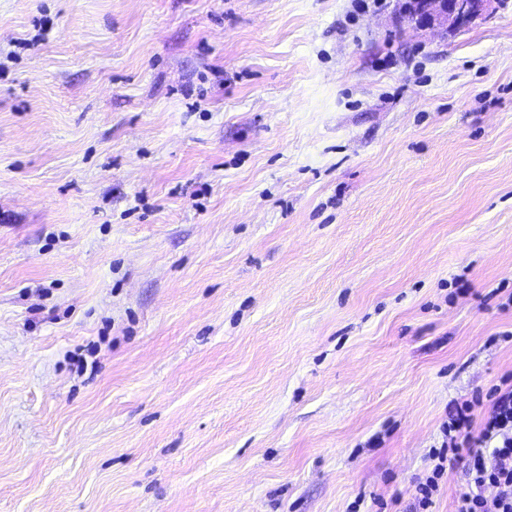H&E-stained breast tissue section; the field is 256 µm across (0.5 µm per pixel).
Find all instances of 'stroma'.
<instances>
[{
  "label": "stroma",
  "instance_id": "1",
  "mask_svg": "<svg viewBox=\"0 0 512 512\" xmlns=\"http://www.w3.org/2000/svg\"><path fill=\"white\" fill-rule=\"evenodd\" d=\"M511 331L512 0H0V512H410ZM496 0H402L401 13L416 26L453 31L483 16Z\"/></svg>",
  "mask_w": 512,
  "mask_h": 512
}]
</instances>
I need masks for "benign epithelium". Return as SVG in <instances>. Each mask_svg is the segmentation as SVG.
Wrapping results in <instances>:
<instances>
[{
	"label": "benign epithelium",
	"instance_id": "benign-epithelium-1",
	"mask_svg": "<svg viewBox=\"0 0 512 512\" xmlns=\"http://www.w3.org/2000/svg\"><path fill=\"white\" fill-rule=\"evenodd\" d=\"M494 0H401V13L417 26L450 32L483 16Z\"/></svg>",
	"mask_w": 512,
	"mask_h": 512
}]
</instances>
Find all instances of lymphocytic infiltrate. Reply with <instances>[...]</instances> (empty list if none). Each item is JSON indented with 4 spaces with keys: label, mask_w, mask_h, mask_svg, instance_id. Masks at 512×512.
Segmentation results:
<instances>
[{
    "label": "lymphocytic infiltrate",
    "mask_w": 512,
    "mask_h": 512,
    "mask_svg": "<svg viewBox=\"0 0 512 512\" xmlns=\"http://www.w3.org/2000/svg\"><path fill=\"white\" fill-rule=\"evenodd\" d=\"M489 404L490 413L475 423V405ZM442 443L430 457L434 466L424 480L415 482L413 512H430L440 491L448 456H467V485L456 499L454 512H512V376L503 377L474 404L456 409L441 427ZM494 496H487L488 488Z\"/></svg>",
    "instance_id": "f902f5d3"
}]
</instances>
